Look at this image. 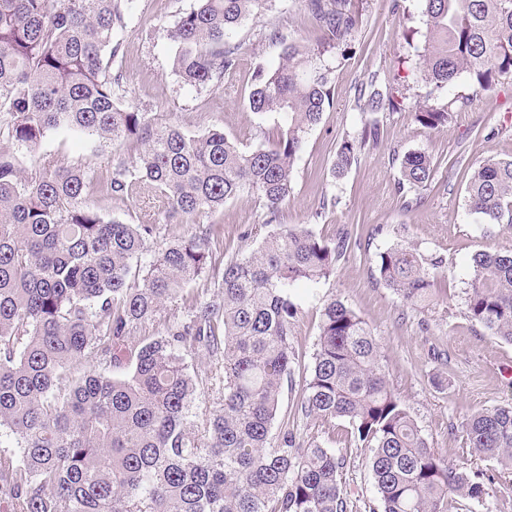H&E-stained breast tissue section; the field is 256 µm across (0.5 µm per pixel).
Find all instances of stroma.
<instances>
[{
  "label": "stroma",
  "mask_w": 512,
  "mask_h": 512,
  "mask_svg": "<svg viewBox=\"0 0 512 512\" xmlns=\"http://www.w3.org/2000/svg\"><path fill=\"white\" fill-rule=\"evenodd\" d=\"M195 0H137L133 14L114 38L120 43L125 99L156 113L162 120L191 132L220 123L243 148L264 142L273 116L256 117L245 108L252 77L259 65L276 63L279 44L268 40L270 29L287 38L315 42L317 24L306 0H274L257 18L247 20L234 38L240 46L238 66L220 88H191L173 70L170 29ZM361 17L336 49L326 55L332 69L333 105L309 131L293 170V194L280 213L284 224L305 225L330 240L352 230L351 248L335 276L318 287L302 283L295 300L302 315L295 329V383H302L313 365L319 307L336 298L356 311L379 340L390 386L412 419L448 461L491 476L486 505L458 499L449 512H512V472L496 461L474 457L462 423L468 415L512 404V343L490 336L464 310V290L472 277L475 256L512 248V228L488 226L465 206V185L471 170L492 158L512 157V78L490 91L477 90L460 76L442 91L422 81L411 59L424 45L418 0H355ZM392 82L400 109L361 111L358 90L370 80ZM452 108L447 127L431 130L414 122L417 105ZM378 120L382 140L362 151L357 164L341 178L331 176L341 142L354 136L364 121ZM426 152L435 167L431 185L420 188L423 204L407 209L395 189L401 157ZM25 167L45 156L68 165L112 174V153L94 140L65 131L49 132L35 151L19 149ZM336 205L320 211L323 197ZM263 204L244 194L227 201L210 218L220 233L213 242L215 258L255 249L251 232L263 220ZM412 245L428 259H441L435 281L437 302L411 308L378 282L377 256L397 244ZM217 282L203 278L187 286L183 297L166 301L155 321L139 326L132 342L155 336L165 321L181 317L186 300L216 291ZM342 489L358 507L377 506L368 449L350 447Z\"/></svg>",
  "instance_id": "stroma-1"
}]
</instances>
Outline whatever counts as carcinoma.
Masks as SVG:
<instances>
[{"instance_id":"obj_1","label":"carcinoma","mask_w":512,"mask_h":512,"mask_svg":"<svg viewBox=\"0 0 512 512\" xmlns=\"http://www.w3.org/2000/svg\"><path fill=\"white\" fill-rule=\"evenodd\" d=\"M135 2L0 0V428L21 449L17 460L0 458V501L9 512H353L342 490L346 456L299 428L302 418L349 422L353 441L371 451L381 512H448L455 495L486 502L483 477L431 446L390 387L372 330L336 298L320 307L314 365L294 410L280 412L299 318L293 288L335 275L351 242L348 232L328 241L279 223L306 135L333 104L322 58L358 24L350 0H307L321 31L314 48L269 32L279 62L258 67L246 108L277 124L247 151L221 125L189 133L123 100L113 35ZM419 2L425 39L415 68L425 83L445 89L465 73L490 91L512 75V0ZM271 3L196 0L169 32L176 75L189 87H220L238 61L229 39ZM358 100L364 112L395 107L392 88L373 82ZM412 117L435 130L450 113L420 105ZM53 130L112 148V177L54 157L23 167L14 148L34 151ZM381 135L372 123L343 140L332 176ZM433 176L429 155L408 151L397 191ZM142 182L162 202L147 224L108 219L88 203L94 192L127 199ZM244 193L264 202L257 249L218 266L207 224L144 259L158 224L206 217ZM465 200L484 223L512 227V158L479 164ZM439 264L396 245L379 254L376 272L416 307L434 300L429 266ZM210 273L217 292L130 348L163 302ZM464 307L512 342V249L474 259ZM199 348L215 357L222 382L219 408L200 424V380L183 357ZM463 427L474 453L512 470V405Z\"/></svg>"}]
</instances>
